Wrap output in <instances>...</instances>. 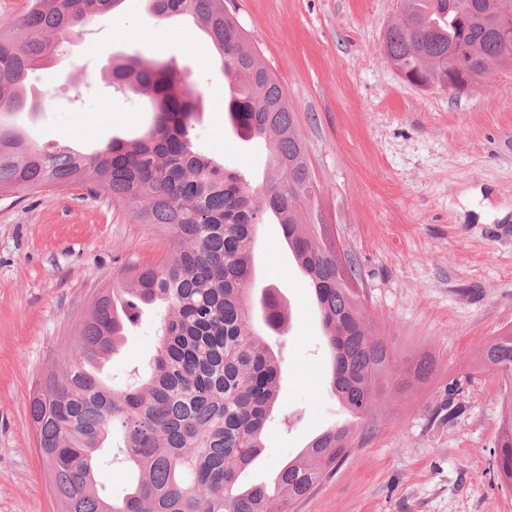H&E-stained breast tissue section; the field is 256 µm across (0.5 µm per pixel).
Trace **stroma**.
<instances>
[{
    "label": "stroma",
    "mask_w": 512,
    "mask_h": 512,
    "mask_svg": "<svg viewBox=\"0 0 512 512\" xmlns=\"http://www.w3.org/2000/svg\"><path fill=\"white\" fill-rule=\"evenodd\" d=\"M400 0H224L283 87L318 188L314 211L358 262L372 321L397 360L433 356L431 380L391 393L374 436L296 512H512V489L492 470L499 378L480 348L512 327V68L475 92L405 82L381 48ZM136 37H128V30ZM177 66L203 94L192 123L198 149L261 185L269 144L224 123L229 81L192 20L160 19L144 0L90 27L65 58L30 71L42 97L18 121L41 146L87 152L150 126L145 98L109 86L118 54ZM149 224L83 185L0 196V512H57L29 404L100 288L162 255ZM256 291L274 289L291 328L266 344L281 368L277 402L246 481L273 483L307 440L347 413L328 391L323 327L278 224L258 228ZM158 346L144 310L106 383L148 367ZM461 383L463 414L437 424L442 387Z\"/></svg>",
    "instance_id": "35a3bbf8"
}]
</instances>
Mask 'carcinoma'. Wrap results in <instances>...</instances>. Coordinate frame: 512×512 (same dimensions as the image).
<instances>
[{
    "instance_id": "obj_1",
    "label": "carcinoma",
    "mask_w": 512,
    "mask_h": 512,
    "mask_svg": "<svg viewBox=\"0 0 512 512\" xmlns=\"http://www.w3.org/2000/svg\"><path fill=\"white\" fill-rule=\"evenodd\" d=\"M123 0H28L17 19L0 18V194L66 189L103 192L141 224H154L166 251L151 265L124 270V287L101 289L75 320L65 355L46 374L29 413L37 448L60 512H294L322 481L375 433L371 412L389 390L427 382L422 357L398 373L395 350L367 314L354 288L361 276L341 255L326 224L308 204L315 178L281 85L224 0H145L162 18L189 16L216 49L235 83L224 117L239 137L270 140L261 189L194 147L190 130L200 93L173 66L138 54L112 63V85L148 98L153 124L133 142L114 138L83 153L45 149L10 121L38 108L25 80L59 49L110 14ZM499 0H402L385 31L383 51L411 85H440L454 57L477 84L490 69L512 64V42L499 30L512 16ZM282 224L284 239L308 279L324 328L330 392L350 415L312 438L278 471L274 486H245L242 475L262 448L280 380L265 333L288 330L289 312L269 291L253 293L252 248L264 216ZM164 308L160 343L146 377L122 389L98 380L94 363L115 353L133 323L130 312ZM478 364L501 377L500 432L493 459L498 480L512 486V328L482 347ZM463 405L450 390L433 413L448 423ZM136 472L122 499L98 489V452Z\"/></svg>"
}]
</instances>
